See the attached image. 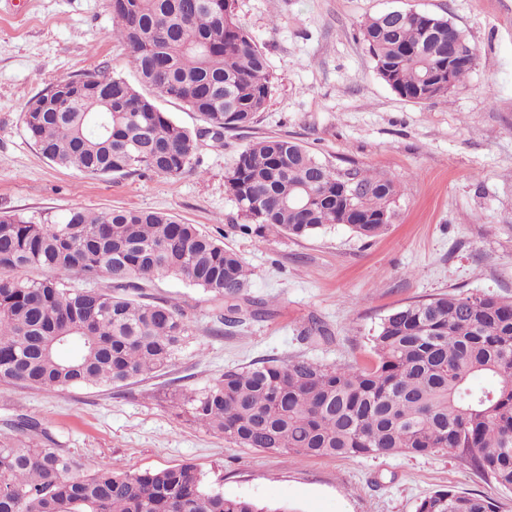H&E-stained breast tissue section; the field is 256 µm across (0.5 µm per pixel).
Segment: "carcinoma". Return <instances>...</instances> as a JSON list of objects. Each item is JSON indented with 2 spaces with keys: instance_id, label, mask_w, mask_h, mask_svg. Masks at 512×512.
Returning a JSON list of instances; mask_svg holds the SVG:
<instances>
[{
  "instance_id": "1",
  "label": "carcinoma",
  "mask_w": 512,
  "mask_h": 512,
  "mask_svg": "<svg viewBox=\"0 0 512 512\" xmlns=\"http://www.w3.org/2000/svg\"><path fill=\"white\" fill-rule=\"evenodd\" d=\"M360 32L378 75L400 97L448 68V41L476 51L451 21L397 9ZM113 39L131 53L140 86L95 70L49 84L24 107L25 131L54 164L91 176H178L198 138L222 141L264 111L274 77L234 0H112ZM199 113L192 132L157 99ZM242 215L295 238L345 224L371 238L393 218L399 183L336 171L300 143L264 137L224 174ZM51 272L26 277L30 268ZM106 289L67 285L72 273ZM250 271L224 243L167 212L72 209L56 223L0 215V381L47 391L110 387L170 366L189 336L176 304L143 303L141 282L174 277L216 301V332L266 317L247 294ZM376 363L332 366L295 358L228 370L187 398L193 418L244 448L302 457L429 455L451 450L512 492V301L448 293L388 314L372 339ZM0 443V512H290L206 486L193 464L123 471L84 468L57 448L28 444L42 423L13 421ZM416 512H495L492 499L440 490Z\"/></svg>"
}]
</instances>
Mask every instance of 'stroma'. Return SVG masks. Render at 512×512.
Instances as JSON below:
<instances>
[{"instance_id": "35a3bbf8", "label": "stroma", "mask_w": 512, "mask_h": 512, "mask_svg": "<svg viewBox=\"0 0 512 512\" xmlns=\"http://www.w3.org/2000/svg\"><path fill=\"white\" fill-rule=\"evenodd\" d=\"M235 12L275 77L263 112L222 143L198 140L177 177L88 176L58 166L26 135L23 109L49 83L104 70L137 83L129 50L113 40L109 0H0V213L59 221L72 208L164 211L235 250L252 271L250 297L272 316L211 333L215 304L186 282L143 283L146 302L180 305L186 345L157 376L112 388L48 392L0 382V439L17 416L39 419L40 443L131 471L195 465L228 498L293 512H415L454 489L496 488L454 452L427 456L304 458L244 448L196 423L184 403L225 370L304 357L360 367L371 338L398 307L440 294L512 300V0H236ZM406 8L449 18L476 50L465 79L443 98L414 103L376 73L360 34L369 17ZM304 145L338 170L400 182L394 216L373 238L330 224L293 238L252 224L224 174L252 142ZM328 337L307 335L310 319Z\"/></svg>"}]
</instances>
